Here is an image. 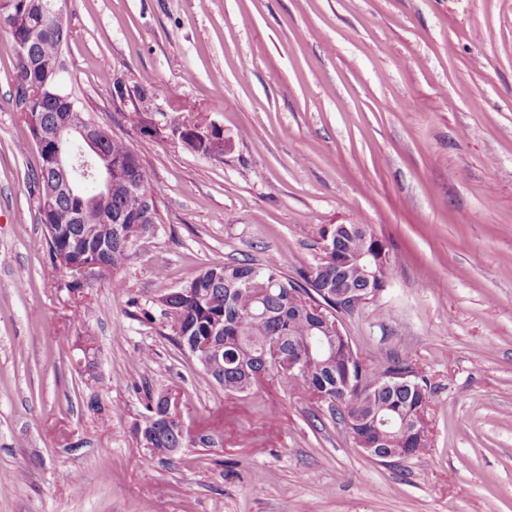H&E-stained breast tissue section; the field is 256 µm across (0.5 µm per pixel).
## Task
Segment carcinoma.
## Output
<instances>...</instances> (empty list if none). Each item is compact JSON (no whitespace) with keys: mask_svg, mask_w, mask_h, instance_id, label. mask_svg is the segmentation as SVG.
I'll use <instances>...</instances> for the list:
<instances>
[{"mask_svg":"<svg viewBox=\"0 0 512 512\" xmlns=\"http://www.w3.org/2000/svg\"><path fill=\"white\" fill-rule=\"evenodd\" d=\"M47 0H13L11 12L0 23V30L10 35L9 47L26 40L30 32L41 26L36 42L29 46L36 66L17 68V83L12 104L25 114L39 112L50 121L58 112L67 110L87 116L78 90L68 86L71 94L64 103L55 93L53 80H45L37 64L54 60L63 49L67 35L54 31L45 21L42 4ZM112 161L125 165L133 161L134 150L123 139L110 137L103 145ZM132 180L135 186L117 184L106 207L118 215H135L151 211L158 222L156 197L158 189L150 173L137 165ZM95 192L92 182L84 183L75 196L59 199L51 223L62 234L72 238L81 235V225L73 224L71 212L82 204V198ZM134 239H112L107 262L110 270L121 269L129 260ZM315 271L299 277L289 276L276 264H256L248 258L235 259L203 270L175 291L162 297L164 314L171 319V341L178 349L192 351L202 342L210 344L213 355L208 357L206 372L224 391L247 394L253 389L251 373L265 370L271 377L289 383L300 391L316 388L326 396L324 405L332 420L340 421L361 433L366 421L386 412L401 411L417 415L425 411L429 393L427 380L419 376L408 358L396 356L384 364L367 363L354 351L351 340L338 335V350L334 355H321L316 361L307 358L304 343L311 334L319 333L322 324L314 312L321 307L332 323L340 322L336 301L322 293L325 288L348 291L364 282V263L348 265L341 280H336V265L320 260ZM203 281V296L188 298L182 295L187 288ZM278 343L277 357L262 360L266 346ZM301 361V371L288 372V359ZM165 410L159 395L148 397L146 413L141 419L143 432L152 439L149 455L167 459L172 449L181 447L174 426L164 419ZM428 446L427 441L413 440L393 431L384 438L386 448H407L414 456Z\"/></svg>","mask_w":512,"mask_h":512,"instance_id":"cac0c4a2","label":"carcinoma"}]
</instances>
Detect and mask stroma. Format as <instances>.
Wrapping results in <instances>:
<instances>
[{
  "label": "stroma",
  "mask_w": 512,
  "mask_h": 512,
  "mask_svg": "<svg viewBox=\"0 0 512 512\" xmlns=\"http://www.w3.org/2000/svg\"><path fill=\"white\" fill-rule=\"evenodd\" d=\"M66 23L69 77L137 149L159 220L118 273L53 265L0 31V512H512V0H69ZM141 112L229 147L145 146ZM332 224L396 257L340 320L362 359L409 356L431 387L406 460L278 382L224 392L153 305L235 259L297 276ZM165 389L218 446L142 453L131 428Z\"/></svg>",
  "instance_id": "1"
}]
</instances>
